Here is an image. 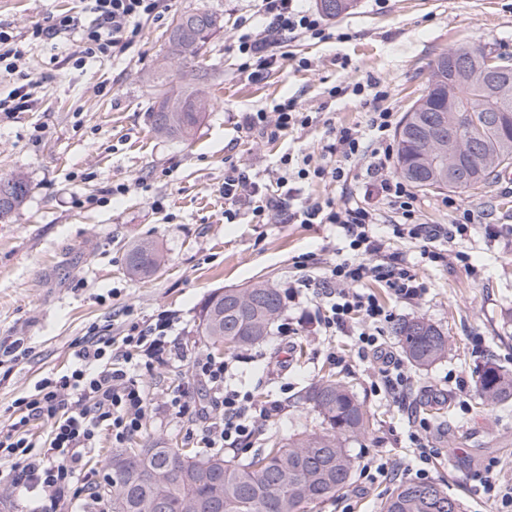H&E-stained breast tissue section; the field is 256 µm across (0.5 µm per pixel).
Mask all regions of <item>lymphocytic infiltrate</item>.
Returning <instances> with one entry per match:
<instances>
[{
    "label": "lymphocytic infiltrate",
    "mask_w": 512,
    "mask_h": 512,
    "mask_svg": "<svg viewBox=\"0 0 512 512\" xmlns=\"http://www.w3.org/2000/svg\"><path fill=\"white\" fill-rule=\"evenodd\" d=\"M164 2L88 0L90 22L61 14L52 17L47 25L37 27L36 34L47 40L66 36L74 44L70 58L78 68L86 59L130 46L138 35L139 21L159 14ZM261 2L262 28L257 34L242 36L238 44L245 67L258 73L282 58L288 38L321 34L323 26L322 16L303 8L300 0ZM0 70L18 80L17 87L6 98H0V112L31 110L41 80L28 69L15 36L1 29ZM310 120L297 101L289 98L278 104L273 113H248L245 124L250 129L270 125L279 133L306 126ZM393 121L389 109L375 110L370 118L372 141H364L358 130L345 128L329 150L348 158L370 153L369 171L381 196L397 214L394 236L430 243L470 232V220L466 217L448 225L420 222L417 197L411 186L389 172ZM224 198L228 203L224 218L230 222L235 220L243 204L256 224L266 223L270 211L284 206L280 196L269 193L266 187L234 166L224 172ZM287 219L293 224H333L342 229L350 256L332 266L322 283L332 298L323 325L329 330L357 325L358 352L361 357L370 356L378 361V377L384 388L391 392L404 387L407 383L404 366L387 350L384 341L385 327L395 321L396 314L384 308L373 295L355 291L354 285L367 278L383 282L401 301L421 297L425 287L414 270L404 266L399 255L391 253L388 239L378 235L376 210L356 202L338 204L327 200L300 205L288 211ZM173 326V317L162 313L147 328L132 327L121 344H114L108 336L90 337L76 350L74 364L66 374L42 378L32 393L17 400V413L11 424L0 430V459L13 462L15 484L27 492L51 496L62 512H68L71 503L66 495L79 481L77 464L97 447L101 432H110L113 444L123 445L130 435L141 430L152 414V404L131 371L132 361L138 353L164 361L170 351ZM192 368L224 404L223 417L211 425L209 447H240L254 433L249 416L253 402L250 395L227 386L231 363L199 353L192 360ZM35 420L51 425L49 453L38 451L29 437V427Z\"/></svg>",
    "instance_id": "lymphocytic-infiltrate-1"
}]
</instances>
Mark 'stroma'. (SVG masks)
Here are the masks:
<instances>
[{
	"mask_svg": "<svg viewBox=\"0 0 512 512\" xmlns=\"http://www.w3.org/2000/svg\"><path fill=\"white\" fill-rule=\"evenodd\" d=\"M167 2L164 12L141 22L129 47L76 69L64 62L65 40L46 42L32 32L49 16L83 14V0H0V28L16 35L44 87L31 111L0 113V177L20 172L31 184L25 206L12 222L0 223V428L39 380L66 373L78 344L99 335L122 339L132 325L167 312L176 318V348L170 360L136 368L153 406L136 439L206 449V427L224 410L191 366L194 353L205 350L196 314L214 291L265 281L285 297L271 333L223 355L233 369L229 386L252 397L255 433L245 448L224 449V456L244 458L268 438L285 440L314 426L303 395L330 369L373 415L367 432L349 443L357 463L383 456L395 471L373 483L354 474L332 500L302 512H379L387 492L415 481L423 467L429 480L444 482L461 499L463 512H493L473 476L485 469L492 482L512 487V407L479 405L476 385L487 364L512 371V183L496 180L457 196L489 233L426 244L393 236V209L366 173L370 156L347 159L329 147L342 128L367 125L372 93L354 94L355 85L380 81L385 106L400 116L421 95L439 55L468 43L512 57V0H355L348 13L326 19L327 40H289L286 60L256 78L241 72L237 46L240 35L258 26L259 0ZM192 10L221 16L224 26L207 53L208 108L181 141L155 132L148 109L164 89L191 81L187 69L167 58L165 40L172 19ZM161 67L162 85L154 78ZM334 87L339 95H331ZM287 98L311 113L309 126L276 137L243 128L245 113L271 111ZM285 155L344 168L347 184H303L300 200L373 206L391 252L426 285L410 303L397 301L381 282L355 285L396 307L398 320L425 319L448 338L442 360L406 364L402 393L376 389L374 362L358 356L349 331L323 329L328 300L302 285L346 257L334 225L291 224L279 211L255 224L244 208L234 223L224 219L225 169H244L274 193ZM143 239L157 244L163 260L154 275L140 279L128 274L126 254ZM426 249L438 260L424 258ZM306 253L313 262L302 270L295 259ZM292 285L299 293L290 301ZM302 310L305 322L287 332ZM18 339L25 354L5 356ZM177 388L197 411L192 420L166 408L167 394ZM415 416L428 421L439 450L425 466L411 439ZM112 451L110 436L102 435L79 465L82 512H111L95 492L112 475L105 463Z\"/></svg>",
	"mask_w": 512,
	"mask_h": 512,
	"instance_id": "35a3bbf8",
	"label": "stroma"
}]
</instances>
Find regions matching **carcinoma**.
Returning a JSON list of instances; mask_svg holds the SVG:
<instances>
[{"label": "carcinoma", "mask_w": 512, "mask_h": 512, "mask_svg": "<svg viewBox=\"0 0 512 512\" xmlns=\"http://www.w3.org/2000/svg\"><path fill=\"white\" fill-rule=\"evenodd\" d=\"M319 0L320 9L335 18L352 7L353 0ZM221 28L217 17L207 11H186L171 23L166 39L168 56L179 61L199 80L206 76L205 55L214 34ZM448 68L436 59L424 95L404 113L395 132L396 166L399 175L422 190L444 189L435 174L421 176L418 165L421 138L437 111L446 108ZM207 100L196 88L165 92L150 106L153 128L166 136L187 139L202 118ZM497 111L502 121H486ZM449 121L464 136L473 137L486 155H496L512 167V93L492 98L483 88L465 84L459 88L458 110ZM499 171L473 160L469 179L461 191L489 184ZM31 191L22 173L0 178V222H7L25 203ZM162 256L148 239L134 244L127 268L135 277L155 273ZM212 293L198 311L197 330L206 346L215 351L252 346L269 335L281 314L278 289L257 283L239 290ZM406 358L420 367L444 358L448 339L423 319L403 321L394 328ZM478 395L483 405L512 402V375L499 367H487L479 376ZM305 401L320 419V429L302 432L288 442L273 441L244 459L226 458L219 452L200 454L182 448H124L112 453V479L96 496L110 502L112 512H145L157 489L146 478L150 470L168 475L163 490L162 512H183V504L194 500L199 512H300L302 506L322 503L336 496L351 481L357 462L345 443L366 431L368 411L352 390L332 373L322 376L305 394ZM224 487V500L214 504L211 483ZM435 481L396 485L382 501L380 512H462L460 500L442 491L432 493Z\"/></svg>", "instance_id": "cac0c4a2"}]
</instances>
